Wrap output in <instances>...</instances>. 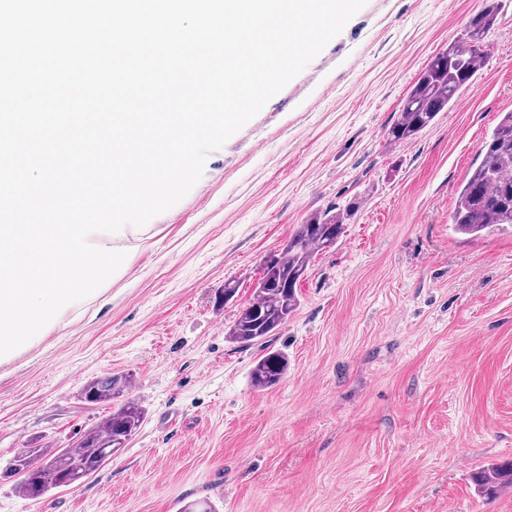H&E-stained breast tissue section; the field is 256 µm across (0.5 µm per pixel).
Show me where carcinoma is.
I'll return each mask as SVG.
<instances>
[{
  "instance_id": "obj_1",
  "label": "carcinoma",
  "mask_w": 512,
  "mask_h": 512,
  "mask_svg": "<svg viewBox=\"0 0 512 512\" xmlns=\"http://www.w3.org/2000/svg\"><path fill=\"white\" fill-rule=\"evenodd\" d=\"M499 2L494 0L476 14L465 32L447 51L435 55L407 93L400 113L388 130L392 143L413 138L437 115L453 106L457 92L469 85L487 55L485 38L495 26ZM353 209L336 214L316 215L298 225L280 252L267 257L253 293L227 335L235 343L251 344L274 335L297 310V288L308 272L312 257L335 246L351 219ZM452 224L458 234L512 230V112H506L482 142L478 163L467 176L456 201ZM288 371V360L280 352L262 355L254 364L250 379L258 391L277 385ZM131 385L128 376H104L88 382L81 391L91 404L112 402ZM144 410L129 400L97 427L87 431L72 448H29L16 456L5 473L19 475L18 492L31 499L56 488L53 473L70 472L87 478L102 469L119 449L115 436L134 435L141 427ZM475 491L492 498L512 488V463L478 468L471 474Z\"/></svg>"
}]
</instances>
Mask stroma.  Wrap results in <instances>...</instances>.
<instances>
[{
	"label": "stroma",
	"mask_w": 512,
	"mask_h": 512,
	"mask_svg": "<svg viewBox=\"0 0 512 512\" xmlns=\"http://www.w3.org/2000/svg\"><path fill=\"white\" fill-rule=\"evenodd\" d=\"M486 0H367L342 32L207 159L175 206L125 240V273L0 361V471L69 448L112 407L83 385L128 375L145 419L89 478L32 500L0 479V512H512L470 472L512 461V232L450 216L512 111V0L486 62L415 138L387 130L428 61ZM354 208L317 253L276 335L232 342L264 260L297 225ZM240 284L221 302L225 280ZM288 358L254 390L265 353ZM288 371V360L281 353L271 351L262 355L254 364L250 379L257 391L277 385Z\"/></svg>",
	"instance_id": "35a3bbf8"
}]
</instances>
